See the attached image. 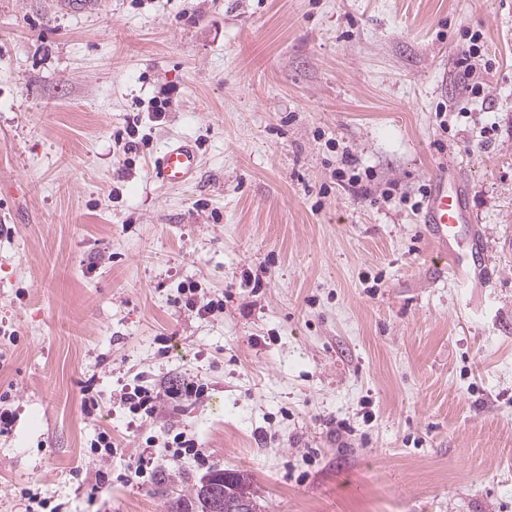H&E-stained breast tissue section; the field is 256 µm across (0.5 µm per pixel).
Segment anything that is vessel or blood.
Here are the masks:
<instances>
[{
    "label": "vessel or blood",
    "mask_w": 512,
    "mask_h": 512,
    "mask_svg": "<svg viewBox=\"0 0 512 512\" xmlns=\"http://www.w3.org/2000/svg\"><path fill=\"white\" fill-rule=\"evenodd\" d=\"M199 159L186 142L169 146L155 161V175L166 185L190 182ZM468 196L456 161H448L431 175V188L422 212L428 236L440 259L448 261L459 278H468L484 249L480 234L469 224Z\"/></svg>",
    "instance_id": "obj_1"
}]
</instances>
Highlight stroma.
<instances>
[{"mask_svg": "<svg viewBox=\"0 0 512 512\" xmlns=\"http://www.w3.org/2000/svg\"><path fill=\"white\" fill-rule=\"evenodd\" d=\"M475 33L480 95L456 66ZM181 140L199 172L162 185ZM450 158L489 286L414 207ZM189 281L223 311H188ZM188 376L202 402L130 428L123 385ZM4 391L0 512L24 489L167 512L219 469L260 512H512V0H0ZM167 429L206 464L159 445L153 481L120 480ZM102 431L124 455L91 453ZM175 444V447H173ZM165 448H175L172 453L174 460H182L190 458L193 461L204 464L206 458L203 456L202 449L198 448V443L195 439L189 438L186 433L180 432L173 437V441H166Z\"/></svg>", "mask_w": 512, "mask_h": 512, "instance_id": "1", "label": "stroma"}]
</instances>
